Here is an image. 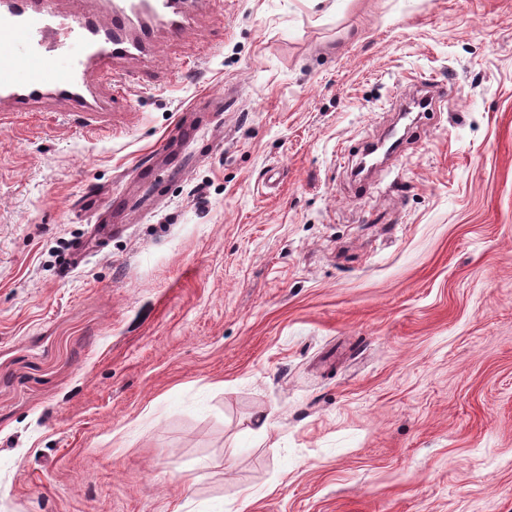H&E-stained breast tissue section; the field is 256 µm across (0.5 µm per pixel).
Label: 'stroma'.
Listing matches in <instances>:
<instances>
[{"label": "stroma", "instance_id": "35a3bbf8", "mask_svg": "<svg viewBox=\"0 0 512 512\" xmlns=\"http://www.w3.org/2000/svg\"><path fill=\"white\" fill-rule=\"evenodd\" d=\"M116 69L0 119V512H512V0H224Z\"/></svg>", "mask_w": 512, "mask_h": 512}]
</instances>
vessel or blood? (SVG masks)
I'll list each match as a JSON object with an SVG mask.
<instances>
[{
	"instance_id": "1",
	"label": "vessel or blood",
	"mask_w": 512,
	"mask_h": 512,
	"mask_svg": "<svg viewBox=\"0 0 512 512\" xmlns=\"http://www.w3.org/2000/svg\"><path fill=\"white\" fill-rule=\"evenodd\" d=\"M0 0V105L38 112L53 105L67 112H108L102 85L120 89L113 64L145 57L159 32L178 40L188 0ZM98 70L101 86L86 74Z\"/></svg>"
}]
</instances>
